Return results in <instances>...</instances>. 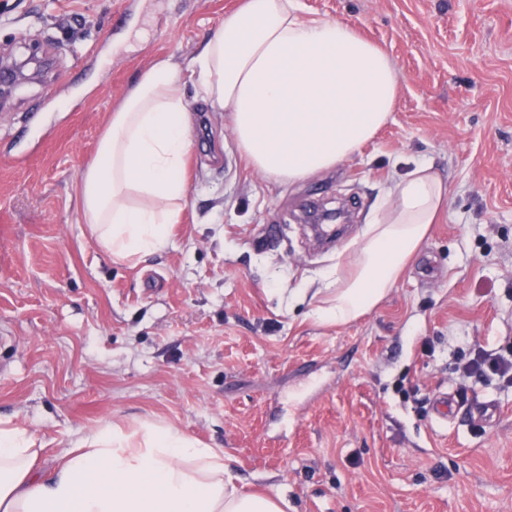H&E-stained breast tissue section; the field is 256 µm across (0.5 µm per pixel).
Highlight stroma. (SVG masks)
Instances as JSON below:
<instances>
[{
  "label": "stroma",
  "mask_w": 512,
  "mask_h": 512,
  "mask_svg": "<svg viewBox=\"0 0 512 512\" xmlns=\"http://www.w3.org/2000/svg\"><path fill=\"white\" fill-rule=\"evenodd\" d=\"M243 2L0 0V59L50 61L0 104V422L39 436L44 477L101 421L154 420L222 449L238 486L288 512H512V384L458 370L459 338L512 343V0H299L392 58L376 137L304 181L263 177L188 81L169 247L119 263L81 224L111 112L156 61L186 69ZM421 161L448 186L426 240L372 311L317 321L324 273ZM313 196L360 203L329 251L301 218ZM444 392L462 410L440 427ZM477 402L492 421L466 416Z\"/></svg>",
  "instance_id": "35a3bbf8"
}]
</instances>
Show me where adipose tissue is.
<instances>
[{
    "label": "adipose tissue",
    "mask_w": 512,
    "mask_h": 512,
    "mask_svg": "<svg viewBox=\"0 0 512 512\" xmlns=\"http://www.w3.org/2000/svg\"><path fill=\"white\" fill-rule=\"evenodd\" d=\"M194 81L230 112L254 171L298 182L356 154L397 104L398 72L346 22L306 18L298 0H244L186 73L155 62L113 112L97 159L81 174L80 220L113 261L164 251L188 195ZM428 163L397 179L372 209L353 254L324 279L318 319L345 323L370 312L395 284L446 206ZM42 448L20 426L0 425V512H284L283 496L241 489L224 456L173 425L106 421L35 472Z\"/></svg>",
    "instance_id": "adipose-tissue-1"
}]
</instances>
